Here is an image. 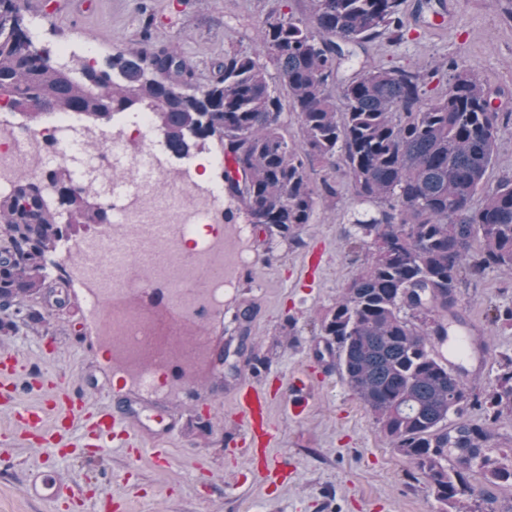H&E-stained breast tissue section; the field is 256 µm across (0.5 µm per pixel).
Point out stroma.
Masks as SVG:
<instances>
[{
  "label": "stroma",
  "mask_w": 512,
  "mask_h": 512,
  "mask_svg": "<svg viewBox=\"0 0 512 512\" xmlns=\"http://www.w3.org/2000/svg\"><path fill=\"white\" fill-rule=\"evenodd\" d=\"M51 23L33 21L46 42L82 34L106 57L132 46L152 19V35L179 45L193 61L198 83H207L225 50H253L259 25L274 9L289 6L310 19V0H60ZM411 32L405 42L379 39L343 62L348 75L370 62L384 67L430 65L436 60L475 63L484 81L512 91V0H405ZM447 15L444 28L428 27L432 13ZM335 194H319L310 224L297 242L253 228L248 238L231 234L229 246L244 255L228 274L224 314L211 322L206 341L185 336L182 360L192 361L191 376L159 393H139L140 403L173 418L176 430L146 437L142 456L130 460L122 448H87L56 457L68 484L61 501L28 496L27 480L40 466L43 451L25 428L0 408V512H113L112 499L126 512H439L428 481L389 448L373 416L342 379L335 353L319 334L322 319L360 264L348 233L365 206L342 174ZM323 258L314 272L305 262L314 249ZM49 291L66 289L67 307L47 312L36 306L32 318L0 329V352L27 357L48 378L70 388H87L96 405L110 404L118 389L134 388L126 371L90 324L82 292L64 270L48 277ZM458 315L485 336L482 358L465 363L470 396H483L501 354L512 352V329L490 324L487 313L512 304V279L495 272L469 278L460 288ZM252 309L248 333L235 315ZM230 354L231 370L216 375L210 362H195L199 349ZM302 381L309 406L303 416L286 400L294 381ZM259 385L270 394L276 436L268 452L284 462L288 477L273 484L259 474L241 448L224 445L226 433L239 429L234 396ZM170 451V465L155 467L152 449Z\"/></svg>",
  "instance_id": "35a3bbf8"
}]
</instances>
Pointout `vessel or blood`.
<instances>
[{
    "mask_svg": "<svg viewBox=\"0 0 512 512\" xmlns=\"http://www.w3.org/2000/svg\"><path fill=\"white\" fill-rule=\"evenodd\" d=\"M473 328L470 324H458L448 347L439 351L438 357L449 366H456L457 359L464 346L470 340ZM19 359L16 355H0V406L10 408L16 423L35 433L38 442L53 450L64 446L77 423H85L82 441L97 443L107 439L121 440L130 459L141 455L140 438L153 432L164 436L170 430L163 418L148 413L134 404L124 403L106 409L93 408L87 392H74L60 383L50 384L51 394L39 405L27 406L18 398V388L14 382ZM236 411L244 422L243 434L227 435V443L244 440L250 447L252 460L258 461L266 476L273 480L283 479V467L269 459L266 449L273 437L268 418L269 399L266 391L260 387H247L235 396ZM56 466H48L35 474L29 481L30 496L55 501L65 491Z\"/></svg>",
    "mask_w": 512,
    "mask_h": 512,
    "instance_id": "b4317fda",
    "label": "vessel or blood"
}]
</instances>
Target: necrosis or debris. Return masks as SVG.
I'll return each mask as SVG.
<instances>
[{"mask_svg":"<svg viewBox=\"0 0 512 512\" xmlns=\"http://www.w3.org/2000/svg\"><path fill=\"white\" fill-rule=\"evenodd\" d=\"M17 114L0 97V189L11 188L18 175L44 177L51 164L74 153L94 163L92 176L101 201L112 212L102 235L81 249L61 242L59 253L71 260L86 287L85 302L98 335L114 341L113 352L133 372L145 393L162 390L166 358L178 355L179 333L173 322L157 320L135 298L153 285L167 287L179 318H215L224 308L226 272L243 257L224 244V188L183 187L170 199L150 190L115 202L105 186L140 180L147 167H171L151 137L150 112L124 113L114 133L69 112L48 114L43 126L17 131Z\"/></svg>","mask_w":512,"mask_h":512,"instance_id":"4bbe7bcc","label":"necrosis or debris"}]
</instances>
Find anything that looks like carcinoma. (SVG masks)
Returning <instances> with one entry per match:
<instances>
[{
  "label": "carcinoma",
  "instance_id": "carcinoma-1",
  "mask_svg": "<svg viewBox=\"0 0 512 512\" xmlns=\"http://www.w3.org/2000/svg\"><path fill=\"white\" fill-rule=\"evenodd\" d=\"M310 2L309 22L282 9L267 13L258 48L225 51L200 86L184 52L147 30L139 48L81 66L74 81L31 46L18 0H0V92L22 114L43 105L101 125L144 107L180 156L200 140L214 142L230 163L223 174L230 200L248 223L287 241L312 223L315 166L328 193L335 192L329 178L342 172L379 216L355 221L352 248L364 258L319 335L336 348L344 380L393 451L428 480L441 512H498L488 487L512 483V448L492 440L501 421H512V354L498 361L483 421L471 423L465 384L435 358L431 337L446 336L448 319L457 318L463 275L512 273V175L485 183L498 150L499 112L490 105L508 92L453 60L433 98L437 65H365L341 79L354 49L382 35L407 39L403 0ZM269 61L296 115L297 141L284 133ZM49 181L67 206L65 224L28 176L0 198V300L13 308L10 318L43 295L47 255L62 238L108 223L103 206H90L92 185L55 174ZM490 322L512 328V305L494 307Z\"/></svg>",
  "mask_w": 512,
  "mask_h": 512
}]
</instances>
